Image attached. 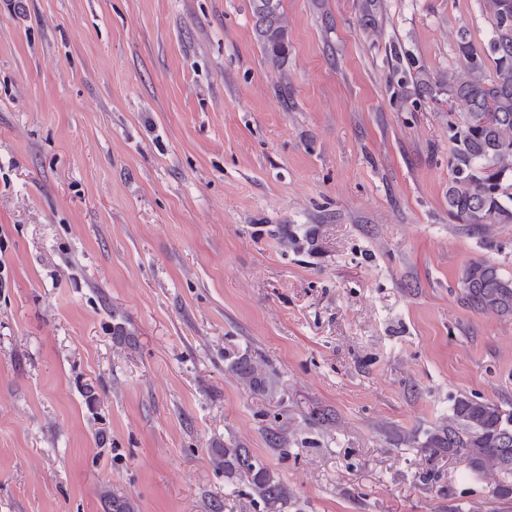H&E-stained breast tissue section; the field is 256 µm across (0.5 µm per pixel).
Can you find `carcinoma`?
Segmentation results:
<instances>
[{"instance_id": "1", "label": "carcinoma", "mask_w": 512, "mask_h": 512, "mask_svg": "<svg viewBox=\"0 0 512 512\" xmlns=\"http://www.w3.org/2000/svg\"><path fill=\"white\" fill-rule=\"evenodd\" d=\"M255 38L265 57L282 66L288 57L289 33L282 0H251ZM491 19V36L481 49L467 33H459L458 51L466 60L460 70L433 82L423 71L413 76L414 94L434 96L448 88V97L463 111L448 123L451 142L448 167V216L460 224L490 229L512 224V0H483ZM464 301L472 309L512 316V277L486 260L471 262L463 272ZM238 378L264 385L247 358L230 364ZM430 455L448 453L462 459L475 475L494 477L492 494L512 501V409L481 398H458L448 425L428 436ZM224 477L248 483L252 495L266 505L285 506L291 494L281 478L248 448L231 443L212 449Z\"/></svg>"}]
</instances>
